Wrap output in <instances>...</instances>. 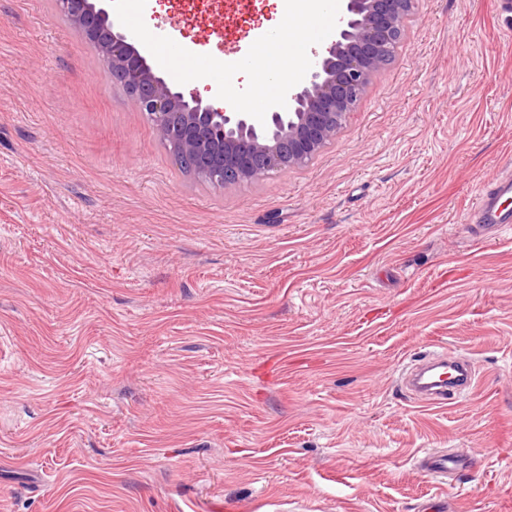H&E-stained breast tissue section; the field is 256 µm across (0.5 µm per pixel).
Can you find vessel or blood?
<instances>
[{
  "label": "vessel or blood",
  "instance_id": "b4317fda",
  "mask_svg": "<svg viewBox=\"0 0 512 512\" xmlns=\"http://www.w3.org/2000/svg\"><path fill=\"white\" fill-rule=\"evenodd\" d=\"M512 197V176L497 174L488 179L478 198L472 215L471 230L475 238L482 239L512 223V214L501 207L502 200ZM475 375L468 363L459 361L448 350H439L405 368L402 381L415 399L433 405L446 404L451 394L466 393ZM459 457L445 452H428L419 462L425 475L438 477L459 469Z\"/></svg>",
  "mask_w": 512,
  "mask_h": 512
}]
</instances>
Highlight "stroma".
Segmentation results:
<instances>
[{"instance_id":"1","label":"stroma","mask_w":512,"mask_h":512,"mask_svg":"<svg viewBox=\"0 0 512 512\" xmlns=\"http://www.w3.org/2000/svg\"><path fill=\"white\" fill-rule=\"evenodd\" d=\"M152 33L245 55L272 0H164ZM512 17L417 0L306 166L175 164L55 0H0V512H512ZM446 348L442 407L402 370ZM448 449L472 465L417 469ZM512 197V176L497 174L486 181L472 215L471 230L476 239H483L512 223V215L501 209L502 199ZM448 365L452 371L448 376ZM431 369H442V378L439 375L428 383H423L424 374ZM475 375L466 362H461L447 349L435 351L418 359L405 368L402 381L407 391L415 399L433 405L448 404L449 394H464L472 386Z\"/></svg>"}]
</instances>
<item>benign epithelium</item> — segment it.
<instances>
[{"mask_svg": "<svg viewBox=\"0 0 512 512\" xmlns=\"http://www.w3.org/2000/svg\"><path fill=\"white\" fill-rule=\"evenodd\" d=\"M72 28L95 42L112 83L133 97L159 137L214 187L258 182L309 163L336 139L371 80L394 59L416 0H345L323 55L260 124L218 111L194 95L173 90L135 46L116 30L104 0H57Z\"/></svg>", "mask_w": 512, "mask_h": 512, "instance_id": "benign-epithelium-1", "label": "benign epithelium"}]
</instances>
